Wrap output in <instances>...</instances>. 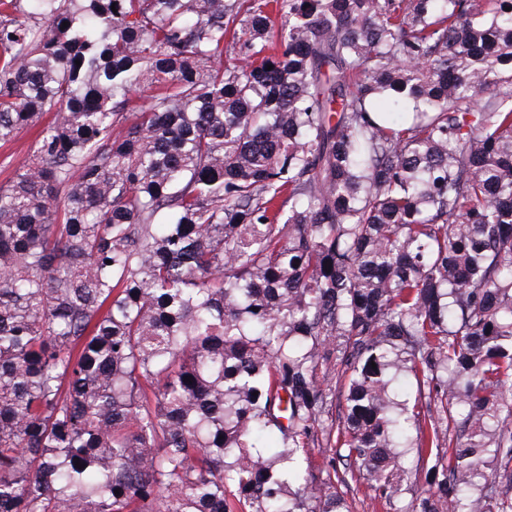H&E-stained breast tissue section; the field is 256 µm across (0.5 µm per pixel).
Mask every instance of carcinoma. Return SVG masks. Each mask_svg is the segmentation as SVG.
<instances>
[{
  "label": "carcinoma",
  "instance_id": "obj_1",
  "mask_svg": "<svg viewBox=\"0 0 512 512\" xmlns=\"http://www.w3.org/2000/svg\"><path fill=\"white\" fill-rule=\"evenodd\" d=\"M44 112L0 512H340L402 448L411 512H512V0H0V141Z\"/></svg>",
  "mask_w": 512,
  "mask_h": 512
}]
</instances>
